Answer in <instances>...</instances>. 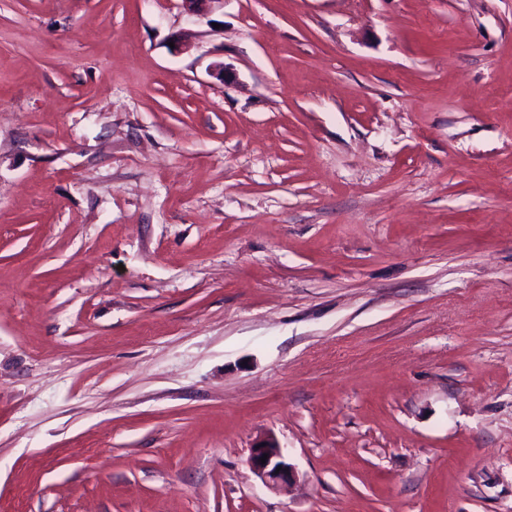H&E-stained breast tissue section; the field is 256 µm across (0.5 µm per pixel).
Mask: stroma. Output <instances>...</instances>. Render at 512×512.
<instances>
[{
  "instance_id": "35a3bbf8",
  "label": "stroma",
  "mask_w": 512,
  "mask_h": 512,
  "mask_svg": "<svg viewBox=\"0 0 512 512\" xmlns=\"http://www.w3.org/2000/svg\"><path fill=\"white\" fill-rule=\"evenodd\" d=\"M0 512H512V0H0ZM267 454L266 463L260 458ZM249 464L253 472L270 489L290 484L294 476L292 465L286 461L282 449L273 438L257 441L250 449ZM280 468V471H277Z\"/></svg>"
}]
</instances>
